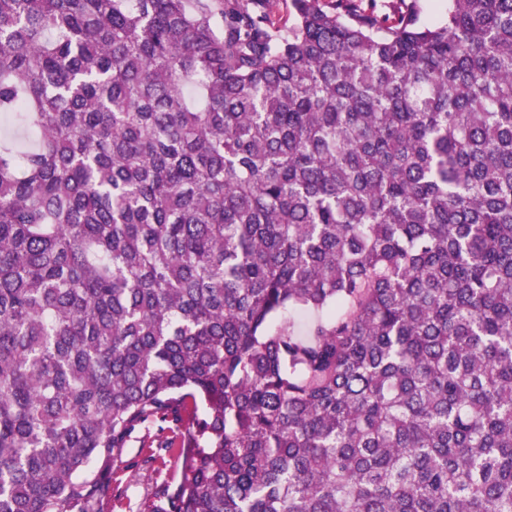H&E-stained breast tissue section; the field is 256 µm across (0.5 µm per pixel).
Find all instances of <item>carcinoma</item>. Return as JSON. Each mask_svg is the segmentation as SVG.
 I'll list each match as a JSON object with an SVG mask.
<instances>
[{
    "instance_id": "carcinoma-1",
    "label": "carcinoma",
    "mask_w": 512,
    "mask_h": 512,
    "mask_svg": "<svg viewBox=\"0 0 512 512\" xmlns=\"http://www.w3.org/2000/svg\"><path fill=\"white\" fill-rule=\"evenodd\" d=\"M0 0V512H512V0ZM413 2L421 23L434 25L445 21L448 0H405V3L400 0H364L363 4L372 5L378 14L392 18ZM147 432L136 430L121 456L102 466L107 486L105 512H137L145 501L162 498L179 479L181 465L176 455L161 451L156 460L148 457L147 448H142Z\"/></svg>"
}]
</instances>
